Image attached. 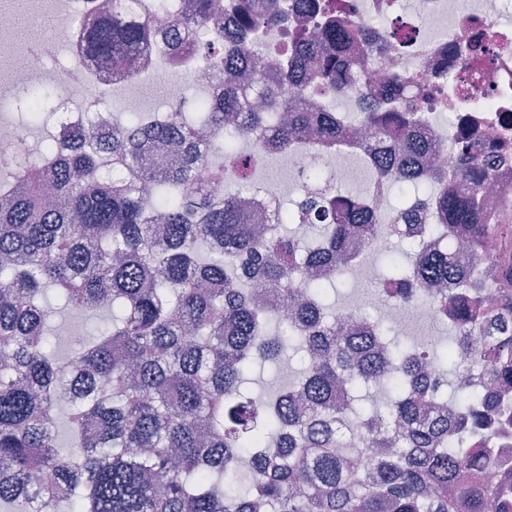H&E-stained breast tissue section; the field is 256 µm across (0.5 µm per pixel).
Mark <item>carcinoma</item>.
Returning <instances> with one entry per match:
<instances>
[{"mask_svg":"<svg viewBox=\"0 0 512 512\" xmlns=\"http://www.w3.org/2000/svg\"><path fill=\"white\" fill-rule=\"evenodd\" d=\"M139 2L109 0L82 20L84 63L121 77L152 61L155 21ZM233 5L234 26L211 28L207 45L221 49L206 57L244 75L257 36L288 12L282 0ZM215 14L216 0H195L169 25V49H194ZM357 40L346 21L295 28L256 80L261 109L228 82L221 98L133 121L89 116L75 144L52 141L37 163L0 159V512H512L488 451L509 426L512 263L496 262L493 291L476 267L487 241L512 238L480 202L498 146L464 134L454 179L426 173L421 161L441 150L422 137L432 116L403 101L408 87L433 94L424 69L391 77L366 112L332 111L352 90ZM481 53L475 38L451 61ZM51 97L30 91L23 107L42 121ZM350 123L393 148L369 158L350 143L370 183L430 193L380 209L367 193L308 187L256 232L238 200L252 155L236 143L260 136L265 153L292 157L311 132L335 148ZM157 139L180 143L178 169L145 155ZM226 177L235 187L220 194ZM420 212L426 235L397 234L411 267L376 294L410 309L435 291V318L455 331L442 353L427 341L399 350L377 324L328 312L325 283L305 278L315 258L341 277ZM48 289L69 314L102 317L97 334L58 348ZM290 341L301 375L269 396L250 390L249 370L281 361ZM459 354L482 367L479 390L460 381Z\"/></svg>","mask_w":512,"mask_h":512,"instance_id":"cac0c4a2","label":"carcinoma"}]
</instances>
